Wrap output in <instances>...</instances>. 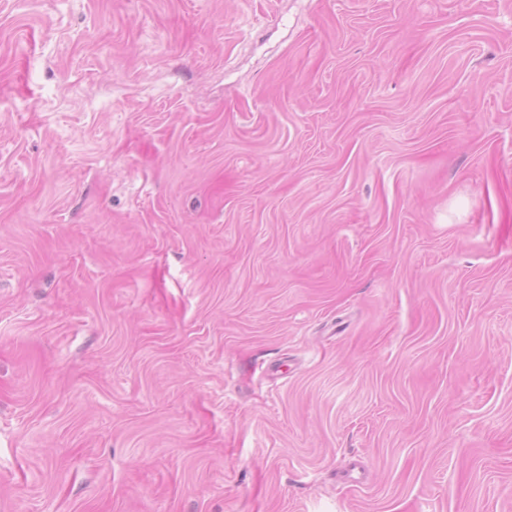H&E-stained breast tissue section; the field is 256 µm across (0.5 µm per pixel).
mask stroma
Returning a JSON list of instances; mask_svg holds the SVG:
<instances>
[{
	"label": "stroma",
	"instance_id": "stroma-1",
	"mask_svg": "<svg viewBox=\"0 0 512 512\" xmlns=\"http://www.w3.org/2000/svg\"><path fill=\"white\" fill-rule=\"evenodd\" d=\"M0 512H512V0H0Z\"/></svg>",
	"mask_w": 512,
	"mask_h": 512
}]
</instances>
